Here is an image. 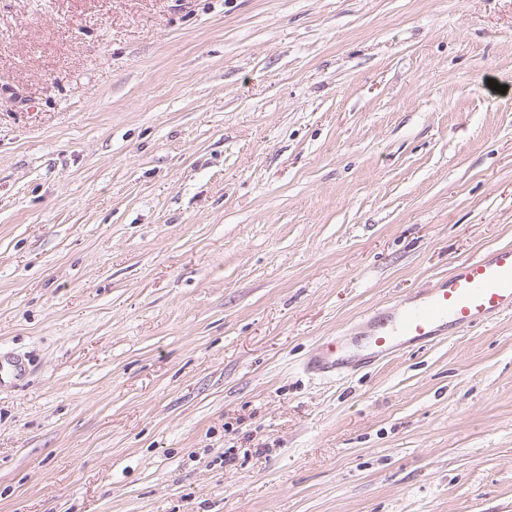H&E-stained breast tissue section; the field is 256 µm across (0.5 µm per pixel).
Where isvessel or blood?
Listing matches in <instances>:
<instances>
[{
	"mask_svg": "<svg viewBox=\"0 0 512 512\" xmlns=\"http://www.w3.org/2000/svg\"><path fill=\"white\" fill-rule=\"evenodd\" d=\"M506 313H512L510 244L458 264L433 288L368 313L356 331L326 338L312 349L303 369L339 376Z\"/></svg>",
	"mask_w": 512,
	"mask_h": 512,
	"instance_id": "1",
	"label": "vessel or blood"
}]
</instances>
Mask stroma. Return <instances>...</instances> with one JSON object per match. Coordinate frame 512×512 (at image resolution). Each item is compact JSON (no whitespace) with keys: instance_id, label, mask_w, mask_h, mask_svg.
I'll list each match as a JSON object with an SVG mask.
<instances>
[{"instance_id":"1","label":"stroma","mask_w":512,"mask_h":512,"mask_svg":"<svg viewBox=\"0 0 512 512\" xmlns=\"http://www.w3.org/2000/svg\"><path fill=\"white\" fill-rule=\"evenodd\" d=\"M512 244V0H0V512H512V314L322 338Z\"/></svg>"}]
</instances>
